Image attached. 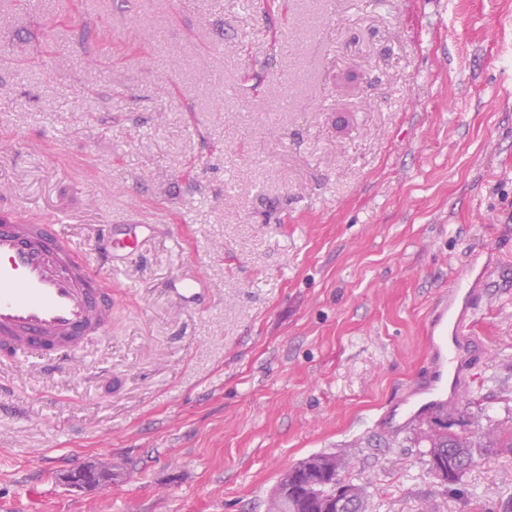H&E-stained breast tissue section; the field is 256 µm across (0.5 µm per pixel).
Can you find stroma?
<instances>
[{"label": "stroma", "mask_w": 512, "mask_h": 512, "mask_svg": "<svg viewBox=\"0 0 512 512\" xmlns=\"http://www.w3.org/2000/svg\"><path fill=\"white\" fill-rule=\"evenodd\" d=\"M0 204L88 254L153 227L107 336L51 372L0 352V512H267L321 452L368 512H512V454L476 449L457 494L380 421L472 264L484 347L448 419L512 429V0H12ZM93 464L116 480L63 482ZM170 289L177 300L185 307L194 304L203 289V281L199 276L180 277L170 283Z\"/></svg>", "instance_id": "stroma-1"}]
</instances>
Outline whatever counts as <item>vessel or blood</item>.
I'll return each instance as SVG.
<instances>
[{
  "instance_id": "b4317fda",
  "label": "vessel or blood",
  "mask_w": 512,
  "mask_h": 512,
  "mask_svg": "<svg viewBox=\"0 0 512 512\" xmlns=\"http://www.w3.org/2000/svg\"><path fill=\"white\" fill-rule=\"evenodd\" d=\"M142 230L139 224L113 228L87 259L62 225L27 223L0 213V344L44 359L53 369L88 339L104 336L112 297L102 275L136 250ZM486 274L469 267L451 277L448 298L431 319L427 383L413 400L389 409V417L416 421L434 409L458 407L476 343L471 334L478 311L474 285ZM202 286L200 277H181L170 289L188 307Z\"/></svg>"
}]
</instances>
